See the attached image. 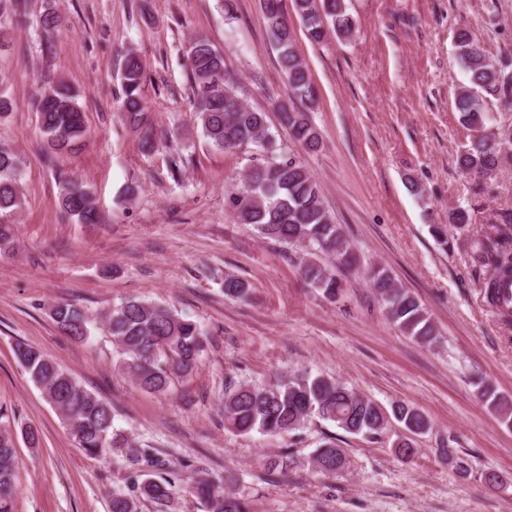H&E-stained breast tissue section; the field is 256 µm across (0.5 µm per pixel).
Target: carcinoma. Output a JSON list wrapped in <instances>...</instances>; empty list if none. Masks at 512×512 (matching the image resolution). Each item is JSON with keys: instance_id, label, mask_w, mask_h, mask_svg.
Wrapping results in <instances>:
<instances>
[{"instance_id": "obj_1", "label": "carcinoma", "mask_w": 512, "mask_h": 512, "mask_svg": "<svg viewBox=\"0 0 512 512\" xmlns=\"http://www.w3.org/2000/svg\"><path fill=\"white\" fill-rule=\"evenodd\" d=\"M292 2L314 42L324 40L331 33L348 36L355 28V20L347 13L344 0ZM263 12L288 89L303 105L301 110L280 107V124L303 150L315 152L321 147V138L309 112L317 104L318 90L295 50L293 30L282 0H263ZM455 47L472 84L459 91L456 97L460 120L472 131L470 144L462 147L457 163L467 175L492 179L501 168L512 163V125L486 132L488 115L484 101L473 88L511 96L512 71L508 70L509 64L491 60L466 32L457 33ZM186 57L193 112L202 137L211 146L229 152L252 147L269 150L272 140L266 113L253 109L239 98L236 77L226 68L224 55L208 39L197 37L190 41ZM144 80L142 60L135 52L127 51L122 69V118L127 127L141 134V148L151 153L161 143L172 144L173 134L167 131L157 135L144 96ZM38 123L50 158L76 151L88 133L77 94L65 82L41 92ZM18 171L15 151L9 143L0 141V248L14 243L15 225L10 218L23 205ZM231 204L241 223L254 225L267 238L332 254L345 266L352 264L342 226L335 223L326 210L317 182L293 157L250 166L242 192ZM61 205L64 213L79 224H98L102 220L94 191L82 182H65ZM471 250L475 265L490 268L484 288L488 303L494 307L498 288L507 282L512 284V221L500 224L492 236L475 238ZM302 274L322 298L329 302L336 300L341 284L333 271L315 260H308L302 267ZM370 283L389 319L401 332L423 345L438 343L439 333L420 298L400 285L387 268H373ZM248 291L247 282L233 275L224 277V296L238 298ZM51 315L71 339L86 341L90 338L93 323L84 310L59 302L51 308ZM101 325L119 350L127 355L123 364L135 384L147 393L164 392L171 377L192 373L204 351V334L199 324L157 302L127 299L104 311ZM15 357L85 452L106 458L113 450L125 448L136 461L148 465L156 463L151 449L134 446L128 436L114 429L113 408L109 402L86 389L45 353L19 343ZM477 395L500 424L508 429L512 427V398L499 394L482 381L478 383ZM222 405L227 429L239 435L256 430L277 437L301 428L311 417L317 416L349 434L373 438L385 433L395 421L408 432L395 444L396 453L402 459L416 452L412 436L431 429L425 413L415 406L397 401L387 412L372 399L336 379L308 371L280 377L267 386L226 388ZM312 464L325 474H334L344 467L345 456L330 442L315 451ZM18 480L16 433L8 409L0 406V512H16ZM177 489L174 476L148 478L135 483L128 492H112L110 512H140L143 499L158 506L157 512H171ZM190 489L206 512H248L244 501L224 493V485L208 477L194 478Z\"/></svg>"}]
</instances>
